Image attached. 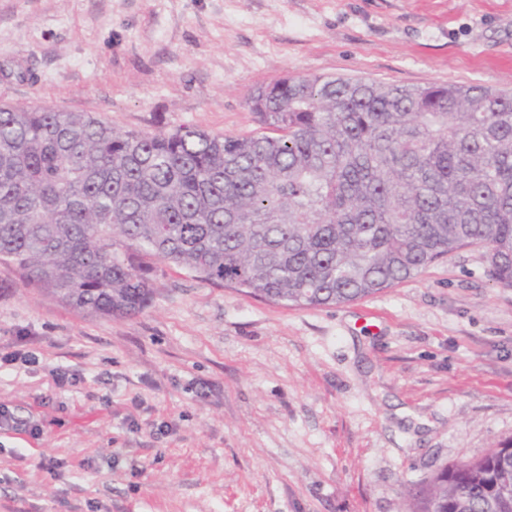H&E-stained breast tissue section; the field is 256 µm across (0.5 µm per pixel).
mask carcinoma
<instances>
[{
  "instance_id": "1",
  "label": "carcinoma",
  "mask_w": 512,
  "mask_h": 512,
  "mask_svg": "<svg viewBox=\"0 0 512 512\" xmlns=\"http://www.w3.org/2000/svg\"><path fill=\"white\" fill-rule=\"evenodd\" d=\"M260 129L121 131L0 105V264L90 316L152 301L153 264L292 306L375 295L469 246L512 288V93L285 77ZM408 512H512V440L445 466Z\"/></svg>"
}]
</instances>
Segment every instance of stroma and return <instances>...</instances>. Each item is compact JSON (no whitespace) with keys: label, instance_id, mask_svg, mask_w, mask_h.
Returning a JSON list of instances; mask_svg holds the SVG:
<instances>
[{"label":"stroma","instance_id":"35a3bbf8","mask_svg":"<svg viewBox=\"0 0 512 512\" xmlns=\"http://www.w3.org/2000/svg\"><path fill=\"white\" fill-rule=\"evenodd\" d=\"M287 75L511 91L512 0H0V103L241 135ZM488 268L464 247L294 307L159 264L151 304L106 319L0 265V354L36 358L0 368V512H405L512 440V288Z\"/></svg>","mask_w":512,"mask_h":512}]
</instances>
